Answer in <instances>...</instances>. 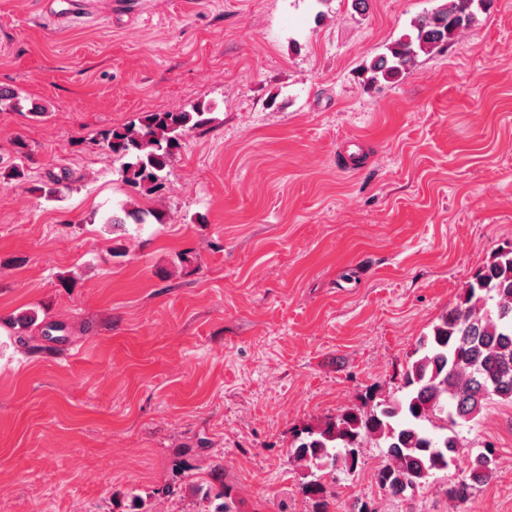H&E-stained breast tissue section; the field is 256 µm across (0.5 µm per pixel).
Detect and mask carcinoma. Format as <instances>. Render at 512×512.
<instances>
[{
	"label": "carcinoma",
	"instance_id": "1",
	"mask_svg": "<svg viewBox=\"0 0 512 512\" xmlns=\"http://www.w3.org/2000/svg\"><path fill=\"white\" fill-rule=\"evenodd\" d=\"M490 0H439L417 18L409 32L366 67L365 82H390L410 71L421 55L454 42L475 20V10ZM22 110L12 90L0 88V112ZM212 121L204 105L180 112H145L117 129L100 133L98 145L120 161V173L132 189L147 194L162 190L165 170L182 149L187 132ZM161 215L149 210L117 213L137 224ZM401 397H390L368 409L347 407L296 433L290 458L310 470L302 485L313 512H329L332 493L316 472L353 471L359 448L367 440L385 449L375 479L393 496L414 490L437 471L457 466L462 443L457 428L476 420L491 402L512 404V246L500 249L462 288L456 303L419 339L402 374ZM495 449L487 446L448 484V498L464 503L477 485L491 479ZM214 503L211 512H236L229 491L199 488Z\"/></svg>",
	"mask_w": 512,
	"mask_h": 512
}]
</instances>
